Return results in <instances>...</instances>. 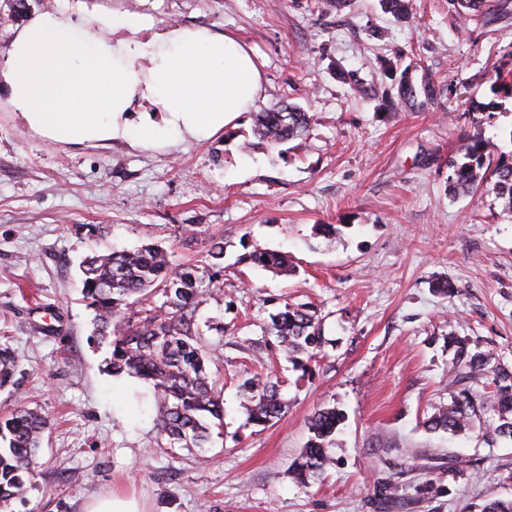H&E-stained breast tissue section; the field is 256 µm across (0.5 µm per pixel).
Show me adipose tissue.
<instances>
[{
  "instance_id": "1",
  "label": "adipose tissue",
  "mask_w": 512,
  "mask_h": 512,
  "mask_svg": "<svg viewBox=\"0 0 512 512\" xmlns=\"http://www.w3.org/2000/svg\"><path fill=\"white\" fill-rule=\"evenodd\" d=\"M0 83L25 125L50 142L145 148L212 138L262 89L250 50L228 34L157 31L137 12L88 19L63 6L16 35Z\"/></svg>"
}]
</instances>
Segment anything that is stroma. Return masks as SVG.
<instances>
[{
  "instance_id": "1",
  "label": "stroma",
  "mask_w": 512,
  "mask_h": 512,
  "mask_svg": "<svg viewBox=\"0 0 512 512\" xmlns=\"http://www.w3.org/2000/svg\"><path fill=\"white\" fill-rule=\"evenodd\" d=\"M70 4L232 35L263 89L211 139L149 149L49 142L0 90V346L14 354L0 415L23 405L49 421L12 512H83L112 491L145 512H479L512 499V441L488 440L484 417L458 434L425 426L459 390L458 346L512 368V215L492 184L453 191L448 166L478 138L512 161V98L492 86L512 72V0L464 15L451 0H411L403 18L383 0ZM57 6L27 0L18 14L0 0V57ZM275 104L313 114L309 133L242 149L255 113ZM144 244L209 285L197 319L224 429L200 450L157 447L155 405L128 406L83 295L85 258ZM256 244L287 254L290 272L248 262ZM288 303L315 307L317 360L291 361L268 335ZM257 373L276 374L287 404L268 426L245 408ZM329 408L342 416L332 463L297 480L309 421Z\"/></svg>"
}]
</instances>
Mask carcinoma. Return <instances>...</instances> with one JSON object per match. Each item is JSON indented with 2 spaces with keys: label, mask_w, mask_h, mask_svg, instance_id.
Segmentation results:
<instances>
[{
  "label": "carcinoma",
  "mask_w": 512,
  "mask_h": 512,
  "mask_svg": "<svg viewBox=\"0 0 512 512\" xmlns=\"http://www.w3.org/2000/svg\"><path fill=\"white\" fill-rule=\"evenodd\" d=\"M312 117L294 107H272L255 115L251 134L272 147L303 137ZM497 144L476 141L465 149L462 160H452L451 184L458 192H469L492 180L503 201V211L512 213V162L495 159ZM249 258L254 263L288 271V256L253 246ZM83 285L88 305L95 312L99 335L111 333L112 373H123L151 384L157 401L156 419L160 428L157 444L168 448H202L209 441L210 425L205 418H222L220 400L214 391L210 370L215 363L208 351L196 312L207 301L208 292L193 267L171 269L166 252L147 244L135 249H114L94 256L83 266ZM159 286L164 301L143 309L136 324L122 327L121 314L131 298L148 296ZM270 334L279 340L286 356L308 352L315 356L321 348L320 319L312 306L286 307L271 316ZM459 381L465 383L452 395L451 404L426 422L431 431L451 433L472 426L476 407L490 411L497 420L485 427L492 439L512 440V370L482 352L460 351L456 362ZM249 418L268 425L284 414L286 405L276 383L250 378L243 384ZM340 415L336 409L316 412L309 423L313 437L296 465V478L320 474L331 463L329 438L336 431ZM46 418L38 411L20 407L0 417V509L25 498L34 473L38 448Z\"/></svg>",
  "instance_id": "carcinoma-1"
}]
</instances>
